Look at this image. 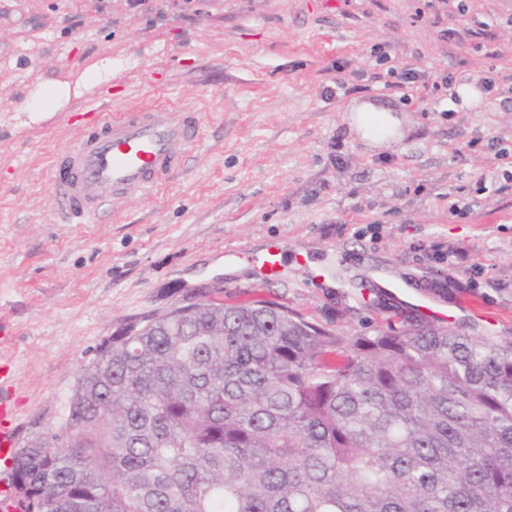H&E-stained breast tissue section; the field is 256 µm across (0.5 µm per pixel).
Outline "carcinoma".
Here are the masks:
<instances>
[{
	"mask_svg": "<svg viewBox=\"0 0 512 512\" xmlns=\"http://www.w3.org/2000/svg\"><path fill=\"white\" fill-rule=\"evenodd\" d=\"M69 417L13 456L23 512H512V345L433 322L184 305L99 345Z\"/></svg>",
	"mask_w": 512,
	"mask_h": 512,
	"instance_id": "carcinoma-1",
	"label": "carcinoma"
}]
</instances>
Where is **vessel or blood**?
<instances>
[{
  "label": "vessel or blood",
  "mask_w": 512,
  "mask_h": 512,
  "mask_svg": "<svg viewBox=\"0 0 512 512\" xmlns=\"http://www.w3.org/2000/svg\"><path fill=\"white\" fill-rule=\"evenodd\" d=\"M196 111L152 105L138 112L92 111L83 136L57 152L53 191L66 222L84 223L103 212L118 213L139 196L164 185L201 140ZM280 253L269 246L257 258L263 280L283 273ZM16 446V417L9 393L0 392V455Z\"/></svg>",
  "instance_id": "vessel-or-blood-1"
}]
</instances>
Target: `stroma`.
Masks as SVG:
<instances>
[{"instance_id": "35a3bbf8", "label": "stroma", "mask_w": 512, "mask_h": 512, "mask_svg": "<svg viewBox=\"0 0 512 512\" xmlns=\"http://www.w3.org/2000/svg\"><path fill=\"white\" fill-rule=\"evenodd\" d=\"M464 2L0 0V374L19 441L68 439L102 340L203 283L346 335L421 318L418 298L448 328L512 343V93L475 88L512 78V0ZM405 65L476 94L405 101L388 85ZM51 81L73 90L34 110ZM355 98L402 110V143L354 139ZM152 103L200 114L182 170L119 217L61 223L51 156L82 133L80 110ZM270 241L286 274L262 281Z\"/></svg>"}]
</instances>
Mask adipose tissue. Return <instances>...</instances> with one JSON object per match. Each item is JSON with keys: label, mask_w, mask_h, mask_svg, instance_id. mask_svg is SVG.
<instances>
[{"label": "adipose tissue", "mask_w": 512, "mask_h": 512, "mask_svg": "<svg viewBox=\"0 0 512 512\" xmlns=\"http://www.w3.org/2000/svg\"><path fill=\"white\" fill-rule=\"evenodd\" d=\"M346 120L351 132L371 148L390 147L404 136V116L381 104L353 101Z\"/></svg>", "instance_id": "obj_1"}]
</instances>
